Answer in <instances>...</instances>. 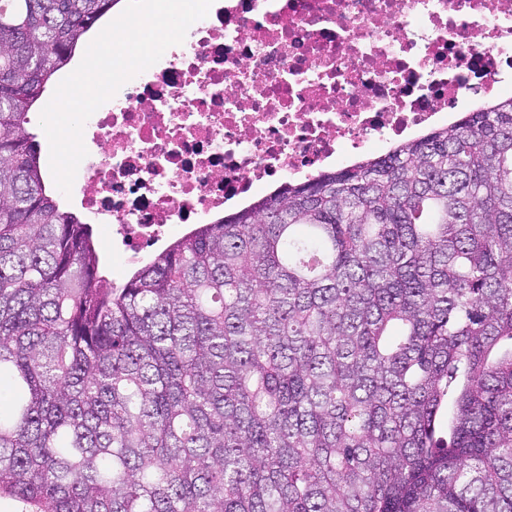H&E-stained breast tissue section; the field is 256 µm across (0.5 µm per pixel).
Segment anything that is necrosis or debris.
<instances>
[{
    "mask_svg": "<svg viewBox=\"0 0 512 512\" xmlns=\"http://www.w3.org/2000/svg\"><path fill=\"white\" fill-rule=\"evenodd\" d=\"M512 94V0H214L86 121L83 221L123 265L289 181Z\"/></svg>",
    "mask_w": 512,
    "mask_h": 512,
    "instance_id": "4bbe7bcc",
    "label": "necrosis or debris"
}]
</instances>
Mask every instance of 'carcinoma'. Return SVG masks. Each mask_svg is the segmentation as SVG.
<instances>
[{
    "label": "carcinoma",
    "mask_w": 512,
    "mask_h": 512,
    "mask_svg": "<svg viewBox=\"0 0 512 512\" xmlns=\"http://www.w3.org/2000/svg\"><path fill=\"white\" fill-rule=\"evenodd\" d=\"M120 0H0V501L512 512V95L123 281L28 114Z\"/></svg>",
    "instance_id": "obj_1"
}]
</instances>
